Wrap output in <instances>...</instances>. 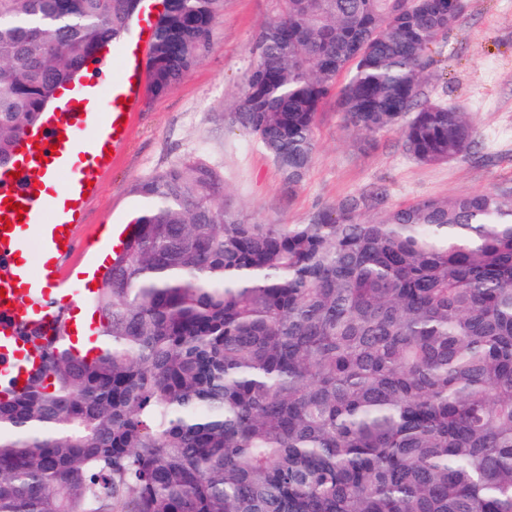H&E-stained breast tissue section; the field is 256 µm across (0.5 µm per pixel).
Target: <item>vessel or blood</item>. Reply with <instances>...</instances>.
Listing matches in <instances>:
<instances>
[{
	"instance_id": "obj_1",
	"label": "vessel or blood",
	"mask_w": 512,
	"mask_h": 512,
	"mask_svg": "<svg viewBox=\"0 0 512 512\" xmlns=\"http://www.w3.org/2000/svg\"><path fill=\"white\" fill-rule=\"evenodd\" d=\"M164 9V0H150L147 11L134 21L138 39L120 53L118 75L106 80L98 75L86 79V107L69 102L46 113L40 124L22 137L19 150L25 164L19 176L0 170V218L8 228L0 227V390L19 389L26 380L28 363H39L35 345L47 344L58 329L75 333L76 325L64 319L60 311L47 304L31 303V285L35 279L55 282L59 278V260L69 246L72 231L80 221L91 181L97 180L108 166L112 153L120 152L126 142L136 102L146 84L144 56L153 41L156 23ZM79 151V167L68 158ZM67 176L75 192L63 210L43 205V178ZM24 213H17V206ZM51 228L46 247L52 257L43 262L40 273H32L22 254L31 234ZM38 329L36 342H29L26 331Z\"/></svg>"
}]
</instances>
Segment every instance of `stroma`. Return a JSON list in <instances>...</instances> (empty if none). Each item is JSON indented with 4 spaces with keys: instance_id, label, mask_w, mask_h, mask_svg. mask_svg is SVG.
<instances>
[{
    "instance_id": "35a3bbf8",
    "label": "stroma",
    "mask_w": 512,
    "mask_h": 512,
    "mask_svg": "<svg viewBox=\"0 0 512 512\" xmlns=\"http://www.w3.org/2000/svg\"><path fill=\"white\" fill-rule=\"evenodd\" d=\"M274 9L275 0H224L201 63L167 95H141L125 148L84 207L61 274V307L75 314L92 308L98 255L109 250L113 228L130 222L137 183L177 163L215 169L226 203L263 224H304L379 187L391 207L512 187V0H463L459 22L429 55L423 91L468 113L478 131L470 152L419 163L396 132L364 137L347 130L331 96L317 117L313 162L293 192L272 159L223 116L243 88L253 41Z\"/></svg>"
}]
</instances>
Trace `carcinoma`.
Returning a JSON list of instances; mask_svg holds the SVG:
<instances>
[{
    "label": "carcinoma",
    "mask_w": 512,
    "mask_h": 512,
    "mask_svg": "<svg viewBox=\"0 0 512 512\" xmlns=\"http://www.w3.org/2000/svg\"><path fill=\"white\" fill-rule=\"evenodd\" d=\"M223 0H165L147 89L173 90ZM228 123L301 186L335 88L345 127L423 164L467 153L424 97L448 0H276ZM140 0H0V166ZM93 303L0 397V512H512V191L256 224L183 162L141 180Z\"/></svg>",
    "instance_id": "cac0c4a2"
}]
</instances>
